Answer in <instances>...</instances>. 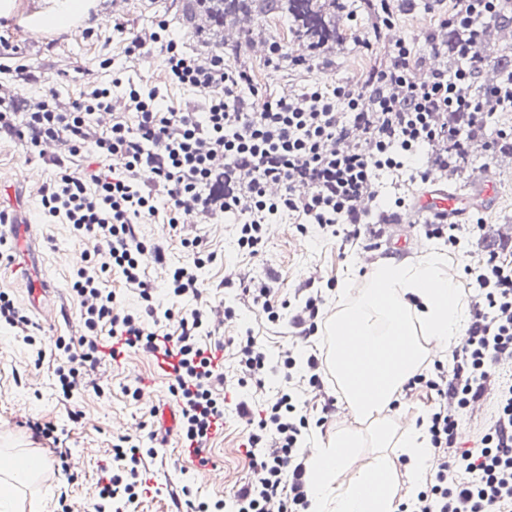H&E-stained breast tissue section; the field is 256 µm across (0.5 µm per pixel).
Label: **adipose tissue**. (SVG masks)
<instances>
[{"mask_svg": "<svg viewBox=\"0 0 512 512\" xmlns=\"http://www.w3.org/2000/svg\"><path fill=\"white\" fill-rule=\"evenodd\" d=\"M369 280L336 320L365 336L371 347L352 359L344 345H337L329 368L351 411L369 420L379 452L360 463L361 441L347 430L311 449L306 459L311 512H395L391 447L401 456L413 490L421 489L432 456L427 427L414 421L398 425L383 412L401 395L430 346H456L469 321L456 272L447 269L441 253H429L414 265L376 263ZM46 469L42 456L12 455L10 465L0 469V512H25L26 491Z\"/></svg>", "mask_w": 512, "mask_h": 512, "instance_id": "adipose-tissue-1", "label": "adipose tissue"}]
</instances>
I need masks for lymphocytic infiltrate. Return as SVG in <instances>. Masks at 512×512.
<instances>
[{"label": "lymphocytic infiltrate", "mask_w": 512, "mask_h": 512, "mask_svg": "<svg viewBox=\"0 0 512 512\" xmlns=\"http://www.w3.org/2000/svg\"><path fill=\"white\" fill-rule=\"evenodd\" d=\"M500 0H455L444 25L456 28L454 50L466 69L448 75L420 70L414 51L400 41L387 50L384 64L370 68L357 83L269 99L239 97L250 85L246 71L226 68L219 55L187 52L159 21L149 39H132L127 54H144L159 45L171 83L206 92L201 108L166 104L158 88L128 84L125 100L136 125L116 120L100 128L95 114L112 109L111 91L94 88L82 99L60 104L54 89L31 112L0 110V133L16 137L25 151L40 152L47 141L64 145L54 159L56 178L41 194L46 223L62 221L75 237L94 243L71 278L84 332L57 338L61 361L54 370L63 398L83 383L85 372L104 358L118 362L131 351L176 357L171 392L180 408L178 439L195 451L200 465L212 439L224 430L227 409L249 426L245 453L253 475L226 498H200L181 485L173 500L182 512H308L305 436L311 413L306 394L323 390L327 377L320 350L277 356L242 328L235 339L237 373L228 377L200 283L201 270L214 259L201 238L182 239L187 263L168 266L164 280L171 299L192 298L196 305L178 310L156 304L142 267L146 246L139 227L163 218L177 228L182 213L194 209L203 219L234 216L240 252L263 253L266 227L293 219L300 234L310 227L342 230L358 244L390 214L372 209L379 196L378 175L403 169L406 157L427 155L416 180L433 171L462 166L469 156L473 129L486 112H512V75L491 90L473 92L477 72L486 65L481 35ZM102 159L118 158L122 170L111 177L76 173L84 151ZM119 272L138 304L126 306L108 286ZM477 290L472 320L450 362L433 360L407 384L433 397L428 436L433 449L429 474L414 501L397 512H512V379L496 374L503 357L512 358V261L488 252L481 264L465 270ZM250 307L267 324L297 342L318 335L323 323L321 289L300 283L290 298L273 304L271 289L257 281L244 288ZM0 324L44 360L39 327L9 295L0 292ZM281 383L265 393L268 375ZM491 396L493 420L478 444L456 445L457 428L470 406ZM156 449L115 443L98 482L92 512H136L147 498L162 495L150 462Z\"/></svg>", "instance_id": "1"}]
</instances>
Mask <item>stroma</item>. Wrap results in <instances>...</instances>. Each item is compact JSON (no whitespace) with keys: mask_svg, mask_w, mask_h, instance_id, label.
<instances>
[{"mask_svg":"<svg viewBox=\"0 0 512 512\" xmlns=\"http://www.w3.org/2000/svg\"><path fill=\"white\" fill-rule=\"evenodd\" d=\"M361 2L338 0L336 41L300 56L295 51L300 38L288 19L276 14L248 21L230 17L223 27L204 25L196 29L178 22L184 0H93L90 17L82 26L36 31L32 28L35 16L47 10L51 0H15L11 16L0 18V40L9 46L8 53L0 54V89L5 92L0 104L29 111L41 100L47 78L64 104L83 98L96 86L111 88L113 96L119 97L122 88L112 84L118 77L159 88L170 105L200 106L204 92L170 83L159 54L142 59L126 54L130 40L148 37L160 19L167 20L183 36L187 51L203 56L220 54L226 67L247 71L253 86L264 96L294 95L314 85L331 89L386 60L388 40L375 38L377 18L373 11L363 9ZM392 5L393 30L413 45L417 55L429 57L426 38L439 32L440 20L448 14L451 0H393ZM273 41L280 45L281 55L272 61L261 46ZM25 64L37 68L41 79L22 72ZM487 165L496 171L498 197L494 208L482 216L485 234L464 252H449L443 241L426 240L423 252L408 256V263H418L424 251L436 249L445 251L448 261L461 270L482 261L486 248L506 247L502 235L512 229V152H490L473 144L468 173L450 176L448 184L455 190L466 189L469 172ZM31 166L41 168L43 178L26 179L24 173ZM55 173L49 159L26 155L17 140L0 138V207L32 223L28 239L31 263L21 267L0 262V291L32 316L36 313L34 283L47 280L50 288L42 293L41 300L57 309L59 319L53 324L42 323L41 329L50 337H75L81 334L83 325L68 283L76 261L92 253L93 244L74 237L69 225L40 223L41 189ZM140 231L147 246L160 247L172 264L189 260L180 244L183 236H201L216 256L201 271L207 283L223 280L229 266L249 280L271 276L275 279L273 299L278 302L286 299L289 288L298 282L314 279L316 287L323 290V312L328 317L334 315L337 303H348L356 297L371 270L361 256V247L339 237L300 235L286 220L278 224L257 257L238 252L230 226L219 216L181 225L176 232L158 219L142 225ZM56 365L50 356L43 364H35L22 340L15 338L9 328H0V452L30 450L49 455V441L33 438L22 426L24 418H37L64 427L65 443L79 462L69 485L55 470L44 473L33 490L35 512H56L64 485L78 505L89 504L97 491L100 460L113 440L124 435L140 447L157 449L152 468L159 482L172 487L190 481L211 498L229 494L251 476V464L242 447L247 429L234 415L228 416L223 434L216 436L208 451L211 465L207 475L199 476L197 463L178 448L176 433L162 425L163 411L177 408L170 392L171 380L155 369L145 354L130 353L118 365L109 361L101 364L92 377L96 386L103 388V395L89 388L75 392L65 403L53 385ZM144 384L157 391V398L133 400L131 389ZM323 394L335 398V412L324 428L313 430L309 446L325 443L336 430L346 428L361 435L365 446L360 460L368 462L375 453L369 424L347 411L335 382H328Z\"/></svg>","mask_w":512,"mask_h":512,"instance_id":"35a3bbf8","label":"stroma"}]
</instances>
